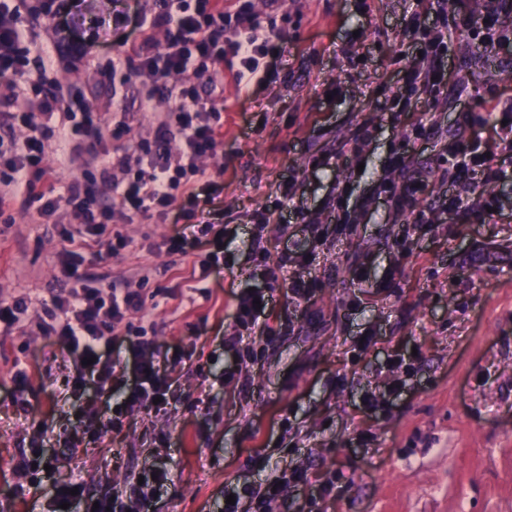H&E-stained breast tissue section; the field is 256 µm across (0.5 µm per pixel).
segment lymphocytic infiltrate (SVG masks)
<instances>
[{
    "mask_svg": "<svg viewBox=\"0 0 512 512\" xmlns=\"http://www.w3.org/2000/svg\"><path fill=\"white\" fill-rule=\"evenodd\" d=\"M255 10L251 0H141L134 17H119L115 27L132 29L133 40H118V59L134 63L148 80L140 100L141 113L152 121L134 142L97 166V147L103 139L100 113L90 111L78 98H64L53 91L48 67L38 75L27 68L30 44L24 38L20 8L32 15L55 19V33L71 32L72 6L67 0H0V78L16 89L0 109V126L10 128L0 136V211L21 205L35 207L40 223L55 221L68 247L61 255V272L68 283L64 293L53 295L38 314H30L27 295L0 294V326L6 333H37L57 337L59 357L72 363L73 390L93 389L99 397L113 391L125 396L113 407V416L99 424L95 414L80 422L83 432L103 437L106 430H120L121 418L137 410H150L155 398L166 397L171 381L161 371L162 351L148 337L142 288L108 280L106 274L84 272L86 252L120 254L130 239L122 232L136 218L157 215L180 219L183 198H194L196 185L208 176L202 160L214 155L223 143L224 82L239 89L261 85L281 62L288 36L287 0H262ZM410 37L420 46V58L405 72V82L416 95L440 102L448 90L443 61L448 54L446 30L422 26L418 15L408 22ZM164 46H157V34ZM38 83L42 96L31 101L28 88ZM165 110H158V100ZM458 133L451 146L443 148L437 167L409 165L404 151H394L388 166L402 176L400 183H386L384 191L391 209L424 221L419 206L425 187L440 177L463 188L476 182L507 179L504 165L494 162L489 142L473 116L461 113ZM78 165L91 169L90 177L69 182L56 193L47 181L55 167ZM195 224L182 223L162 241L170 253L189 254L209 247L224 248L226 229L215 228L207 213L195 214ZM170 470L155 467L144 471L128 502L110 497L94 498L77 479L52 483L54 505L85 503L97 512H144L148 500L171 482ZM306 471L292 469L263 487H242L224 512H264L267 501L284 487H306Z\"/></svg>",
    "mask_w": 512,
    "mask_h": 512,
    "instance_id": "f902f5d3",
    "label": "lymphocytic infiltrate"
}]
</instances>
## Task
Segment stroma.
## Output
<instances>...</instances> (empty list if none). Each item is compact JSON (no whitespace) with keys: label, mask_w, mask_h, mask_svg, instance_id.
Returning <instances> with one entry per match:
<instances>
[{"label":"stroma","mask_w":512,"mask_h":512,"mask_svg":"<svg viewBox=\"0 0 512 512\" xmlns=\"http://www.w3.org/2000/svg\"><path fill=\"white\" fill-rule=\"evenodd\" d=\"M134 0H90L84 14L85 54H62L51 70L64 97L79 95L115 126L138 109L143 78L126 69L112 86L111 42L91 38L98 22L133 14ZM416 0H303L291 15L292 39L268 83L237 94L224 87V143L205 165L209 183L195 192L212 223L230 234L217 268L202 270L193 256L160 249L172 225L158 217L129 224L133 248L119 259L87 266L119 274L143 265L152 271L146 311L161 348L184 345L202 361L204 376L181 370L165 409L133 413L120 434L98 444L60 446L73 436L65 398L69 367L51 359L55 339L0 338V512H48L52 480L81 479L95 495L131 496L144 468L166 462L173 481L149 512H221L225 488L266 481L299 468L311 480L341 471L319 512H512V179L487 185L500 201L494 215L450 217L439 207L452 184L433 183L421 203L419 226L395 214L376 187L388 176L393 148L408 142V159L436 165L422 124L451 130L461 111L486 117L487 102L512 96V52L486 49L468 32L449 29L448 99L436 108L410 103L397 120L385 102L407 96L403 70L416 47L405 31ZM374 138L357 157L339 151L360 125ZM325 166H308L310 156ZM295 193L280 224L254 240L252 212L274 204L283 183ZM348 226L311 246L303 217ZM260 242L269 263L284 253L312 251L308 268L320 283L309 299L288 291L297 266L262 279L252 255ZM57 231L13 208L0 215V289L28 294L33 306L62 292ZM366 263L368 280L354 284L350 268ZM209 287L211 299L195 288ZM176 289L177 298L162 296ZM265 289L276 323L275 341L252 334L262 358H236L225 347L237 335L232 296ZM374 333L375 343L358 340ZM28 370L23 397L29 414L15 416L6 396L14 362ZM401 394L375 414L364 395H385L396 377ZM204 404L194 405L198 391ZM42 437L56 462L42 483L14 474L12 460Z\"/></svg>","instance_id":"35a3bbf8"}]
</instances>
